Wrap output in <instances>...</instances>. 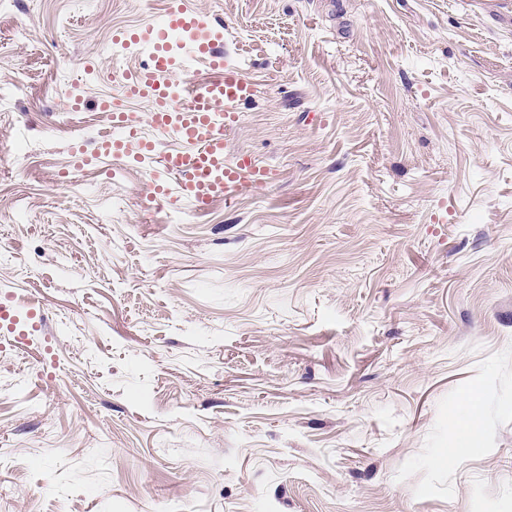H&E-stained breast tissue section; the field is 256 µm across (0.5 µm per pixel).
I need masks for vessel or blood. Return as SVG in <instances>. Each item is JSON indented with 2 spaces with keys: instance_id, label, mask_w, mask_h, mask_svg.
<instances>
[{
  "instance_id": "b4317fda",
  "label": "vessel or blood",
  "mask_w": 512,
  "mask_h": 512,
  "mask_svg": "<svg viewBox=\"0 0 512 512\" xmlns=\"http://www.w3.org/2000/svg\"><path fill=\"white\" fill-rule=\"evenodd\" d=\"M207 28L205 15L189 0H170L144 33L118 35L125 42H144L147 52L134 71L124 74L120 93L100 100L101 109L112 114L114 133L104 137L99 148L105 156L133 149L152 163L147 195L155 204L188 202L202 210L218 200H233L244 188L267 187L274 176L271 169L231 148L228 133L239 123L238 107L254 95L255 87L227 52L207 37ZM202 59L216 72V80L201 83L193 78L191 70ZM176 70L182 79L170 81ZM136 98L152 100L151 127L159 137L179 141L180 150L162 154L157 140L141 137L139 119L123 108L124 101ZM171 175L179 179L174 192L167 183Z\"/></svg>"
}]
</instances>
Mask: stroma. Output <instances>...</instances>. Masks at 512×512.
Masks as SVG:
<instances>
[{
    "label": "stroma",
    "mask_w": 512,
    "mask_h": 512,
    "mask_svg": "<svg viewBox=\"0 0 512 512\" xmlns=\"http://www.w3.org/2000/svg\"><path fill=\"white\" fill-rule=\"evenodd\" d=\"M167 2L0 10V512H512V0H195L275 173L203 211L72 165ZM467 403L470 409L465 417H453L449 419V424L458 431L460 448L467 447L469 443L480 439L484 432L480 412L476 408L472 398H468Z\"/></svg>",
    "instance_id": "1"
}]
</instances>
